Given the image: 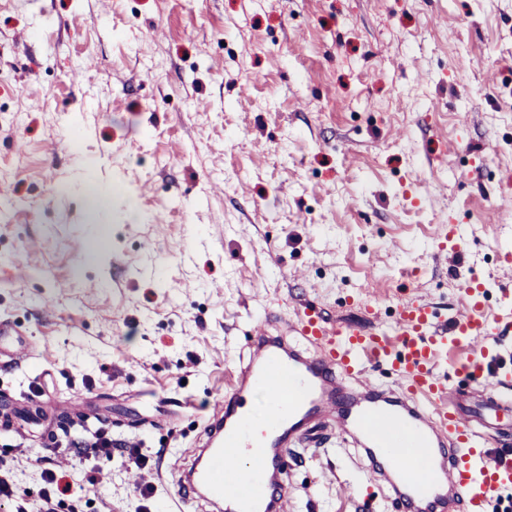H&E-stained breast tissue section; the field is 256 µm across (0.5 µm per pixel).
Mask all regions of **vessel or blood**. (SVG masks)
Wrapping results in <instances>:
<instances>
[{
  "label": "vessel or blood",
  "mask_w": 512,
  "mask_h": 512,
  "mask_svg": "<svg viewBox=\"0 0 512 512\" xmlns=\"http://www.w3.org/2000/svg\"><path fill=\"white\" fill-rule=\"evenodd\" d=\"M467 302L440 316L423 299L407 304L391 326L330 325L305 306L291 338L256 320L248 353L228 396L209 408L188 474H176L179 503L205 502L216 512H292L287 462L298 449L328 438L360 451L366 483L381 487L397 512H485L512 489V458L492 448L512 413V380L486 358L491 337L512 333V304L495 317L479 283ZM466 344L462 365L472 386L449 390L440 354ZM389 365L393 386L371 375ZM422 457V470L408 459Z\"/></svg>",
  "instance_id": "vessel-or-blood-1"
}]
</instances>
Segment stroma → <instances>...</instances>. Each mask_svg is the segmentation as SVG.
<instances>
[{
    "label": "stroma",
    "instance_id": "35a3bbf8",
    "mask_svg": "<svg viewBox=\"0 0 512 512\" xmlns=\"http://www.w3.org/2000/svg\"><path fill=\"white\" fill-rule=\"evenodd\" d=\"M90 169L115 187L96 213ZM511 259L512 0H0V321L26 341L0 363V475L25 492L0 512H39L44 455L60 512H175L163 474L257 314L388 325L472 278L492 314ZM76 395L140 441L138 482L62 443ZM288 470L295 512H394L356 449Z\"/></svg>",
    "mask_w": 512,
    "mask_h": 512
}]
</instances>
